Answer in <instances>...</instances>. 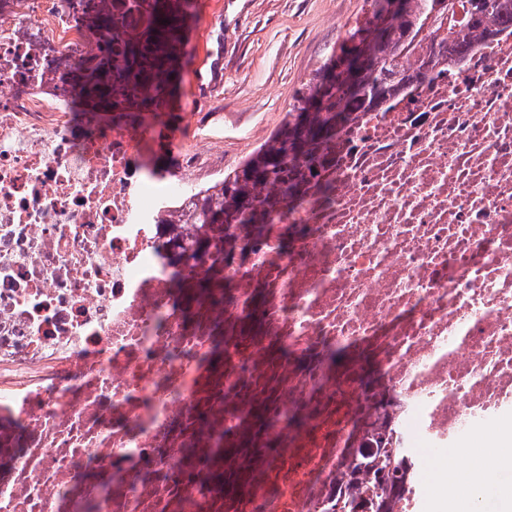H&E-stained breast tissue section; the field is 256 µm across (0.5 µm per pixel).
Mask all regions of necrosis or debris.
<instances>
[{
    "instance_id": "obj_1",
    "label": "necrosis or debris",
    "mask_w": 512,
    "mask_h": 512,
    "mask_svg": "<svg viewBox=\"0 0 512 512\" xmlns=\"http://www.w3.org/2000/svg\"><path fill=\"white\" fill-rule=\"evenodd\" d=\"M84 51L58 0H0V512H330L380 392L419 466L512 418V27L354 113L328 193L177 281L173 236L221 242L178 221L205 156L76 119L45 80ZM158 144L179 168H145Z\"/></svg>"
}]
</instances>
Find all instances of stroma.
<instances>
[{"instance_id": "1", "label": "stroma", "mask_w": 512, "mask_h": 512, "mask_svg": "<svg viewBox=\"0 0 512 512\" xmlns=\"http://www.w3.org/2000/svg\"><path fill=\"white\" fill-rule=\"evenodd\" d=\"M370 13L369 0H198L171 135L191 138L187 113L216 114L224 133L207 159L239 167L280 127L313 70Z\"/></svg>"}]
</instances>
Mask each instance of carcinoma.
<instances>
[{"instance_id": "1", "label": "carcinoma", "mask_w": 512, "mask_h": 512, "mask_svg": "<svg viewBox=\"0 0 512 512\" xmlns=\"http://www.w3.org/2000/svg\"><path fill=\"white\" fill-rule=\"evenodd\" d=\"M63 2L74 10L76 27L88 47L75 73L54 76L72 90L75 113L84 115L105 101L114 111L120 106L134 110L141 124L159 117L173 95L194 0ZM384 10V0H373L372 18L349 29L340 53L331 54L315 70L268 141L224 179L194 194L188 204L189 223L225 231L237 224L248 234L265 230L284 196L302 192L305 172L322 165L323 150L351 121V113L378 107L407 81L423 77L430 61L444 56L450 65L461 63L474 41L490 36L498 25L512 24V0H404L403 14L388 18L385 36L372 44L368 36L384 18ZM364 47L360 92L343 91L337 73L324 109L305 111L327 77L328 65ZM217 288L211 277L196 283L197 292L215 302L220 301ZM410 479L400 448H362L349 454L345 468L336 473V484L346 488L343 500L355 505L353 512H393Z\"/></svg>"}]
</instances>
